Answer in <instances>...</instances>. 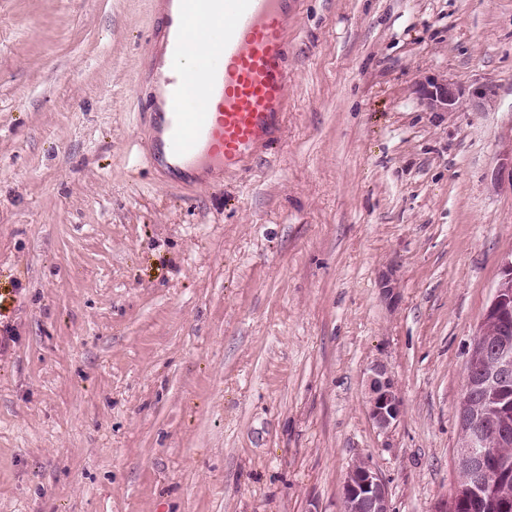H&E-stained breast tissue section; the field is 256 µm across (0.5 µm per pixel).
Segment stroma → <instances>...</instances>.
<instances>
[{
    "mask_svg": "<svg viewBox=\"0 0 512 512\" xmlns=\"http://www.w3.org/2000/svg\"><path fill=\"white\" fill-rule=\"evenodd\" d=\"M153 19L0 0V512H340L358 459L436 512L512 258V0H302L282 140L182 190L145 149ZM426 77L494 103L429 111ZM367 412L380 431L393 428L402 416V403L391 371L384 364H375L368 377Z\"/></svg>",
    "mask_w": 512,
    "mask_h": 512,
    "instance_id": "obj_1",
    "label": "stroma"
}]
</instances>
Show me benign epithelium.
I'll return each instance as SVG.
<instances>
[{
  "label": "benign epithelium",
  "instance_id": "obj_1",
  "mask_svg": "<svg viewBox=\"0 0 512 512\" xmlns=\"http://www.w3.org/2000/svg\"><path fill=\"white\" fill-rule=\"evenodd\" d=\"M419 93L432 112H456L467 103L482 110L493 103L494 91L480 85L467 91L452 83L426 78ZM496 334H488L489 328ZM512 260L505 262L483 323L468 345L465 384L458 407L459 437L456 466L469 475L451 500L437 512H508L512 509V463L499 458L494 447L512 442ZM367 412L373 425L386 431L402 416V403L391 371L384 364L371 368ZM341 512H391L387 486L368 461L349 469Z\"/></svg>",
  "mask_w": 512,
  "mask_h": 512
}]
</instances>
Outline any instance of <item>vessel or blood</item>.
Segmentation results:
<instances>
[{
    "label": "vessel or blood",
    "instance_id": "obj_1",
    "mask_svg": "<svg viewBox=\"0 0 512 512\" xmlns=\"http://www.w3.org/2000/svg\"><path fill=\"white\" fill-rule=\"evenodd\" d=\"M299 0H158L147 37L144 108L152 159L175 180L209 183L242 174L247 160L277 142L288 116V28ZM224 27L221 61L201 60L198 76L181 61L190 28ZM200 103L189 108L194 84Z\"/></svg>",
    "mask_w": 512,
    "mask_h": 512
}]
</instances>
